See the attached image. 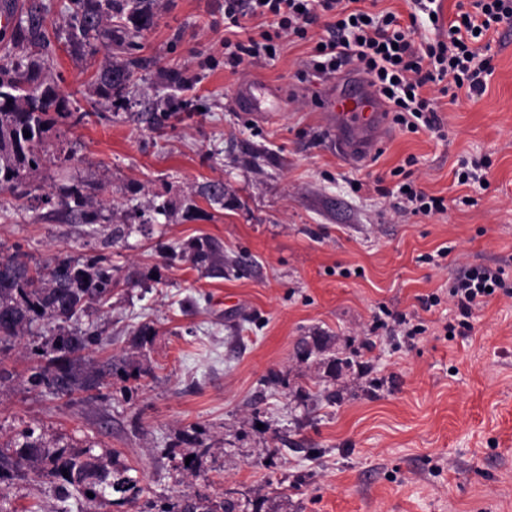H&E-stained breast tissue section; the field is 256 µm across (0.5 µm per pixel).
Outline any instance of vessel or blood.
<instances>
[{
	"label": "vessel or blood",
	"mask_w": 512,
	"mask_h": 512,
	"mask_svg": "<svg viewBox=\"0 0 512 512\" xmlns=\"http://www.w3.org/2000/svg\"><path fill=\"white\" fill-rule=\"evenodd\" d=\"M234 102L247 112H278L282 109L280 98L259 82L238 86L234 91ZM325 110L336 150L345 160L370 155L385 136L381 102L366 82H356L343 94L329 97Z\"/></svg>",
	"instance_id": "b4317fda"
}]
</instances>
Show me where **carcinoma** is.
<instances>
[{
  "instance_id": "cac0c4a2",
  "label": "carcinoma",
  "mask_w": 512,
  "mask_h": 512,
  "mask_svg": "<svg viewBox=\"0 0 512 512\" xmlns=\"http://www.w3.org/2000/svg\"><path fill=\"white\" fill-rule=\"evenodd\" d=\"M154 0H71L68 19L69 41L94 56L100 50L121 48L132 37L154 23ZM128 12L133 30L114 28L112 14ZM45 17L34 15L19 19L11 29L10 41L25 43L28 52L16 56L5 50L0 56V190L20 196L32 192L30 178L52 164L64 167L79 161L75 151L60 149L48 156L43 145L57 126L82 123L91 112L70 108L69 97L46 78L50 43L42 27ZM141 58H127L119 63L107 61L95 75L94 94L112 105L123 101V90L134 70L143 67ZM30 136H25V132ZM61 205L78 224L94 225L104 219L106 202L94 198V189L84 185L67 188ZM181 257L207 273L224 270V250L208 238L191 241L180 248ZM119 285L112 275V265L102 255L67 256L51 267L31 266L27 254L17 249L0 258V345L22 336L40 321L56 324V332L42 345L32 349L42 364L32 368L27 383L52 398L71 397L78 392L101 393L112 386V378L125 382L134 373L131 356L94 357L98 334L82 328L81 318L93 305H104ZM156 330L142 324L129 338L131 350H138L153 340ZM68 476H63V473ZM32 477L54 484L63 494L74 490L102 499L106 490L130 494L138 499L141 488L136 481L113 467L111 455L96 454L92 448L59 449L49 453L41 436L34 431L21 433L10 452L0 450V512L6 507V489L16 478ZM239 503L228 497L214 502L199 495H183L174 512H238Z\"/></svg>"
}]
</instances>
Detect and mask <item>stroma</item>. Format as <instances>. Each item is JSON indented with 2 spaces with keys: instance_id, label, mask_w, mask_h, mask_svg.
Segmentation results:
<instances>
[{
  "instance_id": "35a3bbf8",
  "label": "stroma",
  "mask_w": 512,
  "mask_h": 512,
  "mask_svg": "<svg viewBox=\"0 0 512 512\" xmlns=\"http://www.w3.org/2000/svg\"><path fill=\"white\" fill-rule=\"evenodd\" d=\"M50 5L44 30L50 74L72 107L90 109L100 63L75 53ZM140 36L152 65L136 73L122 108L49 136L80 158L53 171L57 186L96 185L118 224L149 223L103 246L59 201L0 192V257L15 249L44 265L104 255L122 283L88 322L104 355L122 353L138 324L154 326L136 352L128 392L53 399L26 383L33 335L0 351V448L24 428L47 446L111 450L141 501L183 494L238 499L244 512H512V299L488 298L469 331L453 326L448 287L466 264L512 265V29L499 26L483 93L458 100L428 88L440 127L413 133L388 123L373 156L340 160L323 112L348 70L311 84L296 73L313 45H283L275 59L224 67V0H158ZM190 81L169 84L171 72ZM284 100L270 119L237 109L235 88L255 79ZM171 118L151 126L153 114ZM444 213L400 212L388 191L407 165ZM489 158L487 186L458 184L461 160ZM224 187L210 200L208 185ZM168 200L170 216L152 206ZM210 237L224 247V275L209 277L169 248ZM435 294L438 305L425 307ZM424 326L415 339L378 328L384 312ZM327 337L301 358V338ZM342 360L336 374L324 361ZM192 458V471L183 468ZM13 512H50L54 484L13 480Z\"/></svg>"
}]
</instances>
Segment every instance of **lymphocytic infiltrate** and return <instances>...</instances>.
Masks as SVG:
<instances>
[{"instance_id":"lymphocytic-infiltrate-1","label":"lymphocytic infiltrate","mask_w":512,"mask_h":512,"mask_svg":"<svg viewBox=\"0 0 512 512\" xmlns=\"http://www.w3.org/2000/svg\"><path fill=\"white\" fill-rule=\"evenodd\" d=\"M436 0H413L408 22L390 11L362 7L360 0H224V26L237 29L239 40H225L224 64L237 70L245 59L279 54L276 34L307 39L310 26L322 24L301 81H328L345 67L366 76L394 114L395 123L415 132L440 127L428 85L448 84L467 95L482 93L491 76V57L481 43L499 25L512 26V0H472L458 10L451 30L435 25L434 37L419 35V14L434 15ZM273 17L277 32L250 30L247 20ZM499 292L512 298V277L502 265H468L456 271L448 295L462 327L474 310Z\"/></svg>"}]
</instances>
